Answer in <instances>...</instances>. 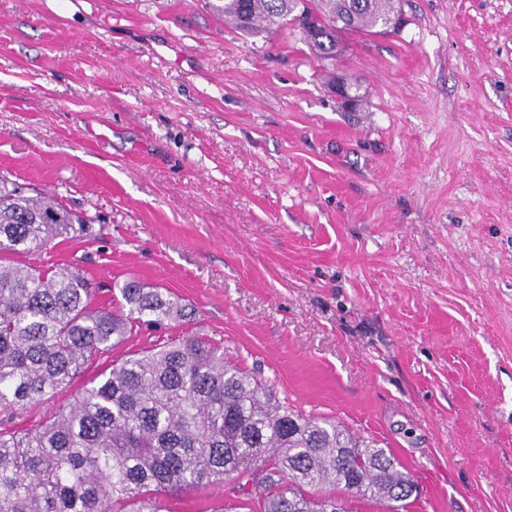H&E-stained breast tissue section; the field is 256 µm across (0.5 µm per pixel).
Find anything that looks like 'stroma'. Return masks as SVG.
<instances>
[{
    "label": "stroma",
    "mask_w": 512,
    "mask_h": 512,
    "mask_svg": "<svg viewBox=\"0 0 512 512\" xmlns=\"http://www.w3.org/2000/svg\"><path fill=\"white\" fill-rule=\"evenodd\" d=\"M211 3L0 0V174L101 219L41 262L195 307L112 357L203 333L378 440L408 512H512V0H403L329 60Z\"/></svg>",
    "instance_id": "1"
}]
</instances>
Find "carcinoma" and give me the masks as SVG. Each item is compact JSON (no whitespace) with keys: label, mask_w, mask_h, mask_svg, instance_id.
<instances>
[{"label":"carcinoma","mask_w":512,"mask_h":512,"mask_svg":"<svg viewBox=\"0 0 512 512\" xmlns=\"http://www.w3.org/2000/svg\"><path fill=\"white\" fill-rule=\"evenodd\" d=\"M245 32L308 17L324 58L336 34L388 33L400 0H219ZM97 218L0 175V512H174L167 499L207 486L260 512H352L350 501L403 512L415 488L387 449L303 415L199 336L115 359L71 395L73 381L145 325L195 310L131 278L106 288L77 265L23 256L92 233ZM113 296L110 307L97 295ZM63 398L26 429L15 416Z\"/></svg>","instance_id":"carcinoma-1"}]
</instances>
